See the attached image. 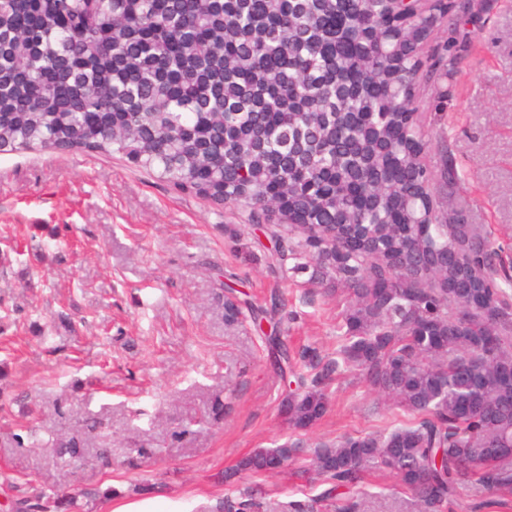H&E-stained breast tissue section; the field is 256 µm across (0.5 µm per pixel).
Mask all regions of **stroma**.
Returning a JSON list of instances; mask_svg holds the SVG:
<instances>
[{"instance_id":"obj_1","label":"stroma","mask_w":512,"mask_h":512,"mask_svg":"<svg viewBox=\"0 0 512 512\" xmlns=\"http://www.w3.org/2000/svg\"><path fill=\"white\" fill-rule=\"evenodd\" d=\"M469 38L453 71L438 65L440 24L423 49L417 104L425 137L442 135L423 162L452 166L455 192L440 215L461 212L512 255V0H470ZM270 230L248 214L182 191L117 156L54 150L0 153V512L14 496L113 495L85 512H210L233 497L225 470L256 448L298 441L288 470L255 476L259 512L316 504L324 487L302 474L318 443L405 422L363 376L329 383V409L312 428H289L290 376L267 343L330 355L342 304L309 272L270 262ZM234 297L255 321L229 323ZM89 457L60 458L56 439L87 418ZM348 498L356 512H412L383 472L367 473Z\"/></svg>"}]
</instances>
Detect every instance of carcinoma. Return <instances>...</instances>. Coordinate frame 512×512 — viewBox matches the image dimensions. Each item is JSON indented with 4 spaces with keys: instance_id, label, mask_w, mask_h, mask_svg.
Instances as JSON below:
<instances>
[{
    "instance_id": "carcinoma-1",
    "label": "carcinoma",
    "mask_w": 512,
    "mask_h": 512,
    "mask_svg": "<svg viewBox=\"0 0 512 512\" xmlns=\"http://www.w3.org/2000/svg\"><path fill=\"white\" fill-rule=\"evenodd\" d=\"M455 0H0V152L118 155L181 190L269 214L274 258H307L342 298L340 342L292 372L288 424L327 412L326 380L356 372L408 420L321 442L308 470L331 499L369 469L441 512L477 476L512 492V265L487 231L443 229L416 89L421 46ZM428 225L422 235L418 225ZM421 251V270L399 265ZM472 307L457 323L450 305ZM256 448L232 483L295 461ZM259 489L214 512H251ZM11 512H81L65 493Z\"/></svg>"
}]
</instances>
